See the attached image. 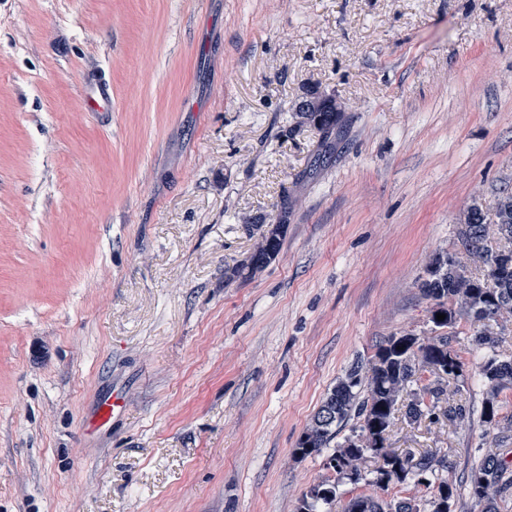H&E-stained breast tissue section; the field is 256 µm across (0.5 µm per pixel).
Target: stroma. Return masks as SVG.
Here are the masks:
<instances>
[{"label": "stroma", "mask_w": 512, "mask_h": 512, "mask_svg": "<svg viewBox=\"0 0 512 512\" xmlns=\"http://www.w3.org/2000/svg\"><path fill=\"white\" fill-rule=\"evenodd\" d=\"M91 64L111 111L81 109ZM317 98L346 107L321 167ZM503 191L512 0H0V512H297L332 475L294 454L326 392L431 336L419 282ZM491 439L389 444L463 468ZM355 494L432 491L347 483L330 512ZM278 226L279 232L272 239L267 240L264 247L259 244L251 256L250 266L252 271L266 266L280 253L284 225L279 224Z\"/></svg>", "instance_id": "35a3bbf8"}]
</instances>
